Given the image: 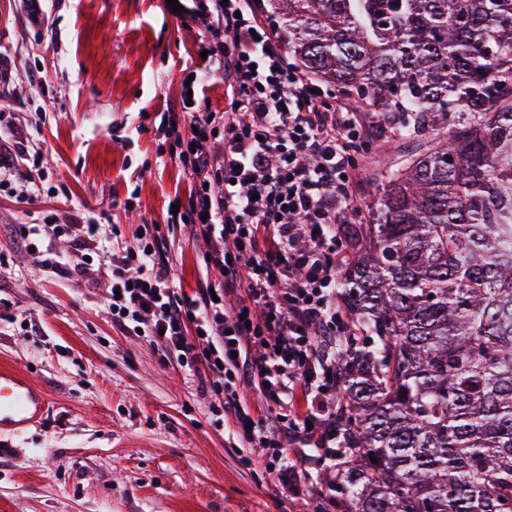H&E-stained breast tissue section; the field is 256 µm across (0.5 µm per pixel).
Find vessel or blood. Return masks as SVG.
Masks as SVG:
<instances>
[{
  "instance_id": "b4317fda",
  "label": "vessel or blood",
  "mask_w": 512,
  "mask_h": 512,
  "mask_svg": "<svg viewBox=\"0 0 512 512\" xmlns=\"http://www.w3.org/2000/svg\"><path fill=\"white\" fill-rule=\"evenodd\" d=\"M52 404L46 389L32 384L14 367L0 368V430L17 431L36 425Z\"/></svg>"
}]
</instances>
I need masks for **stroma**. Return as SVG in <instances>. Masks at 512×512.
<instances>
[{"mask_svg":"<svg viewBox=\"0 0 512 512\" xmlns=\"http://www.w3.org/2000/svg\"><path fill=\"white\" fill-rule=\"evenodd\" d=\"M198 39L167 0H0V141L43 175L33 198L0 191V365L55 397L41 424L0 433V512H312L310 493H280L246 462L198 377L113 321L96 267L68 277L37 259L51 225L103 213L121 240L162 236L187 294L220 280L167 222L189 198L170 157L189 127L157 131L182 110ZM407 149L392 128L361 130L352 223Z\"/></svg>","mask_w":512,"mask_h":512,"instance_id":"obj_1","label":"stroma"}]
</instances>
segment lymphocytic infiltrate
I'll return each instance as SVG.
<instances>
[{"mask_svg": "<svg viewBox=\"0 0 512 512\" xmlns=\"http://www.w3.org/2000/svg\"><path fill=\"white\" fill-rule=\"evenodd\" d=\"M193 2L198 47L208 53L197 67L222 73L231 98L224 112L195 101L182 116L163 115L193 129L179 153L192 188L173 220L205 242L203 262L222 279L180 292L160 238L119 245L108 224L55 225L47 263L68 276L97 263L111 280L113 319L180 369L206 368L200 387L221 396L238 448L257 452L289 493L313 482L316 512H334L336 339L350 332L337 279L352 210L350 144L362 118L289 63L254 0ZM249 389L266 415L246 403ZM288 439L306 443V459L284 458Z\"/></svg>", "mask_w": 512, "mask_h": 512, "instance_id": "1", "label": "lymphocytic infiltrate"}]
</instances>
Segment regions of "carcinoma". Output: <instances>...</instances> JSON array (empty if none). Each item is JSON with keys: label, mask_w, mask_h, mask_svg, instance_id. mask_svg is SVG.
<instances>
[{"label": "carcinoma", "mask_w": 512, "mask_h": 512, "mask_svg": "<svg viewBox=\"0 0 512 512\" xmlns=\"http://www.w3.org/2000/svg\"><path fill=\"white\" fill-rule=\"evenodd\" d=\"M271 2L310 75L411 140L345 225L336 505L512 512V0Z\"/></svg>", "instance_id": "1"}]
</instances>
